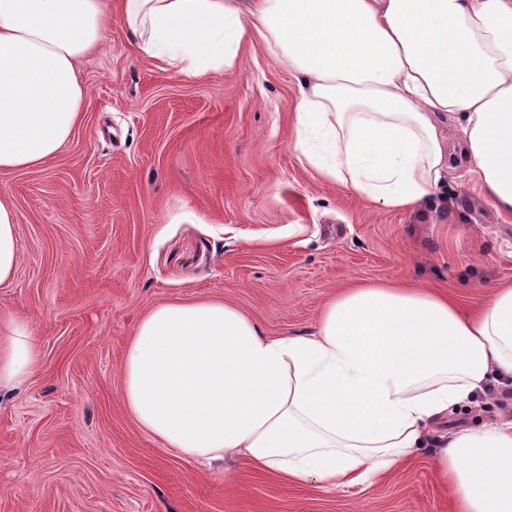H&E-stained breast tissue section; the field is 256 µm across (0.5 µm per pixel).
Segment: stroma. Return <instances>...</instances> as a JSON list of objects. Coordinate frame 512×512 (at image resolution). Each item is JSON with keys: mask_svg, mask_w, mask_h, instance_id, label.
I'll return each instance as SVG.
<instances>
[{"mask_svg": "<svg viewBox=\"0 0 512 512\" xmlns=\"http://www.w3.org/2000/svg\"><path fill=\"white\" fill-rule=\"evenodd\" d=\"M81 125L44 167L0 172L17 212L0 310L30 323L43 362L0 392V512H455L430 449L352 489L287 485L229 457L161 446L122 405L138 320L170 300L220 299L267 335H309L352 279L399 280L480 304L512 282V216L479 193L444 124L448 180L412 210L322 178L296 146L299 87L261 40L230 70L188 77L136 54L121 18L80 64ZM512 414L499 392L451 429Z\"/></svg>", "mask_w": 512, "mask_h": 512, "instance_id": "35a3bbf8", "label": "stroma"}]
</instances>
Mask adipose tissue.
Here are the masks:
<instances>
[{
    "label": "adipose tissue",
    "mask_w": 512,
    "mask_h": 512,
    "mask_svg": "<svg viewBox=\"0 0 512 512\" xmlns=\"http://www.w3.org/2000/svg\"><path fill=\"white\" fill-rule=\"evenodd\" d=\"M116 12L141 57L179 74L233 69L261 39L297 76L308 161L393 209L443 186L439 117L457 116L482 193L512 215V0H0V172L46 165L80 125L79 64ZM17 228L1 200L0 285L16 273ZM41 363L29 322L0 311V391ZM493 384L512 386V283L466 308L356 280L309 336L267 335L221 300L169 301L140 319L123 362L125 409L163 447L332 489L429 448L456 512H512V418L435 428Z\"/></svg>",
    "instance_id": "ef3b65f1"
}]
</instances>
